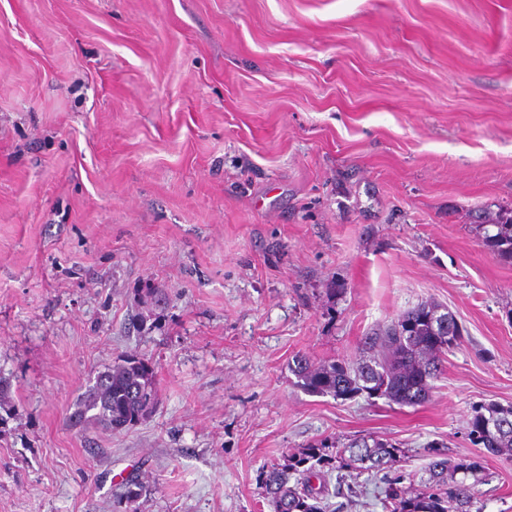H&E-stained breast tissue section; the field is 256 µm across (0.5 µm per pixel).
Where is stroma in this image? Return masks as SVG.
Here are the masks:
<instances>
[{
	"instance_id": "stroma-1",
	"label": "stroma",
	"mask_w": 512,
	"mask_h": 512,
	"mask_svg": "<svg viewBox=\"0 0 512 512\" xmlns=\"http://www.w3.org/2000/svg\"><path fill=\"white\" fill-rule=\"evenodd\" d=\"M512 0H0V512H273L268 465L323 439L512 458ZM464 327L409 407L306 392L424 302ZM155 374L132 428L72 426L98 372ZM143 488L127 499L125 484ZM474 224H490L496 233L486 234V246L494 256L504 261H512V210H501L495 216L480 211L474 216ZM473 413L468 422V434L475 445L512 457V405L489 404L476 408ZM490 422L498 423L496 431L489 429ZM493 427L496 428L494 424Z\"/></svg>"
}]
</instances>
